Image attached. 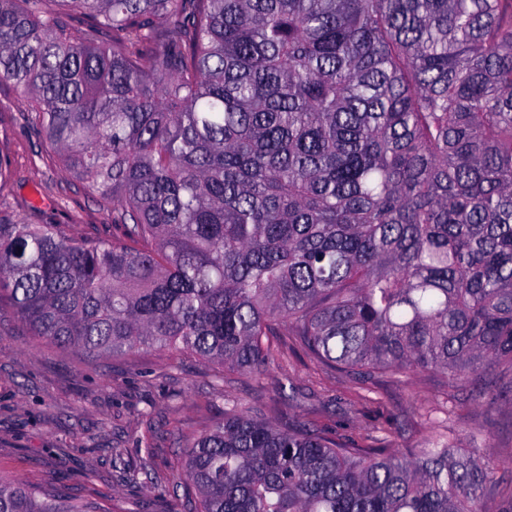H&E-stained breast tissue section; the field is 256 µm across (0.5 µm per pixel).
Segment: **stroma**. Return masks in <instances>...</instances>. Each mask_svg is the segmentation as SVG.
Wrapping results in <instances>:
<instances>
[{
    "label": "stroma",
    "mask_w": 512,
    "mask_h": 512,
    "mask_svg": "<svg viewBox=\"0 0 512 512\" xmlns=\"http://www.w3.org/2000/svg\"><path fill=\"white\" fill-rule=\"evenodd\" d=\"M0 157L10 174L0 181V217L54 225L59 237L111 239L112 210L64 171L16 88L0 83ZM288 372L293 398L278 380ZM237 400L264 418L283 413L324 426L347 445L389 441L420 447L432 423L447 425L456 447L494 460L512 484V384L484 373L448 401L442 376L418 371L400 379L380 374L374 392L358 378L289 357L262 376L230 371L187 353L144 348L92 359L32 336L9 296L0 297V475L29 487L51 486L68 501H91L103 512H174L171 499L122 483L112 451L139 466L138 441L154 436L151 467L161 481L180 469L186 448L224 417Z\"/></svg>",
    "instance_id": "35a3bbf8"
}]
</instances>
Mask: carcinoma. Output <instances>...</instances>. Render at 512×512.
<instances>
[{"label": "carcinoma", "mask_w": 512, "mask_h": 512, "mask_svg": "<svg viewBox=\"0 0 512 512\" xmlns=\"http://www.w3.org/2000/svg\"><path fill=\"white\" fill-rule=\"evenodd\" d=\"M114 241L0 219V287L42 342L262 374L294 336L368 379L512 373V0H0V82ZM188 512H481L495 464L248 408L153 480ZM0 512H103L0 476Z\"/></svg>", "instance_id": "cac0c4a2"}]
</instances>
